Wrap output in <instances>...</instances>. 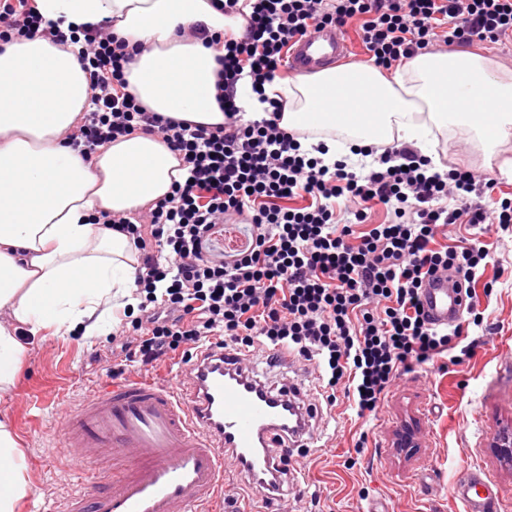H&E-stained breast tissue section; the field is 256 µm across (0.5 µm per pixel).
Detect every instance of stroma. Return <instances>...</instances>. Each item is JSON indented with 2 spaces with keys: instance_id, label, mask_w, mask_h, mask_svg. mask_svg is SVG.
<instances>
[{
  "instance_id": "1",
  "label": "stroma",
  "mask_w": 512,
  "mask_h": 512,
  "mask_svg": "<svg viewBox=\"0 0 512 512\" xmlns=\"http://www.w3.org/2000/svg\"><path fill=\"white\" fill-rule=\"evenodd\" d=\"M442 162L484 172L483 152L467 132L437 134ZM489 252L484 275L493 288L481 295L484 323L470 326L482 338L476 354L458 364L417 365L397 379L375 414L360 418L344 399L327 405L315 387L313 366L293 360L273 364L266 348L252 362L261 381L280 386L298 380L316 407L313 441L289 448L281 463V496L262 500L233 460L224 463V492L239 512H465L451 494L465 466L479 467L512 512V464L491 451L494 435L512 427V233L483 237ZM25 355L7 391L0 418L8 419L24 454L29 493L17 512H64L67 501L89 487L111 489L108 466L76 469L57 440L67 413L112 379L118 357L110 334L83 337L19 331ZM414 426L416 447L401 452L395 441Z\"/></svg>"
}]
</instances>
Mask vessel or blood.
I'll use <instances>...</instances> for the list:
<instances>
[{
    "mask_svg": "<svg viewBox=\"0 0 512 512\" xmlns=\"http://www.w3.org/2000/svg\"><path fill=\"white\" fill-rule=\"evenodd\" d=\"M350 53L345 34L333 26L312 29L288 51V70L315 73ZM422 303L440 326L464 309L447 274L429 277ZM238 355L213 345L188 363L170 385L112 379L64 419L59 442L69 458L112 467V489H94L70 499L66 512H203L224 493V461L257 482L274 499L273 451L297 441L288 428V393L268 398ZM465 512H500L502 500L476 467L469 466L451 488Z\"/></svg>",
    "mask_w": 512,
    "mask_h": 512,
    "instance_id": "obj_1",
    "label": "vessel or blood"
}]
</instances>
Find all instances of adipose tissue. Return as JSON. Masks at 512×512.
<instances>
[{"label":"adipose tissue","mask_w":512,"mask_h":512,"mask_svg":"<svg viewBox=\"0 0 512 512\" xmlns=\"http://www.w3.org/2000/svg\"><path fill=\"white\" fill-rule=\"evenodd\" d=\"M60 29L112 32L141 45L125 69L129 91L147 111L177 122L217 126L218 53L177 29L204 23L240 32L241 16L212 0H35ZM78 45L36 37L0 46V387L11 383L24 347L19 329L101 331L105 314L136 304L139 263L126 233L97 224L100 213L127 214L168 195L184 180L180 158L159 136L118 138L83 159L70 137L92 91ZM282 100L280 125L304 132L301 149L326 159L400 140L433 152L436 131L460 126L486 150L512 139V76L478 53L423 52L385 75L367 64L328 68L266 84ZM347 133L350 144L319 139ZM23 453L0 419V512H15L27 493Z\"/></svg>","instance_id":"ef3b65f1"}]
</instances>
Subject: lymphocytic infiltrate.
I'll return each mask as SVG.
<instances>
[{
	"label": "lymphocytic infiltrate",
	"mask_w": 512,
	"mask_h": 512,
	"mask_svg": "<svg viewBox=\"0 0 512 512\" xmlns=\"http://www.w3.org/2000/svg\"><path fill=\"white\" fill-rule=\"evenodd\" d=\"M225 15L244 14L240 35L191 28L223 48L217 96L224 123L192 126L147 111L126 90L135 52L108 26L86 33L80 60L92 90L72 145L83 157L137 132L160 134L187 173L137 220L102 214L99 223L127 233L139 251L136 283L143 300L131 326H117L126 361L160 364L180 349L220 339L241 356L253 347L315 363L328 404L344 398L358 416L374 413L394 381L415 365L451 355L472 357L463 325L447 330L427 318L420 289L437 270L454 271L473 324H481L476 285L488 252L481 237L462 250L435 248L451 224L512 229V199L472 202L484 177L455 166L430 172L428 156L384 148L379 168L357 172L346 161L324 164L300 150L299 134L281 127V104L248 120L235 102L242 76L273 82L288 50L311 29L358 24L370 62L391 68L433 42L494 43L512 36V0H215ZM47 36L68 41L30 0H0V45ZM355 224L336 220V201ZM454 207H444V200ZM389 219L367 224L371 205ZM252 228L247 251L225 255L210 243L224 222Z\"/></svg>",
	"instance_id": "lymphocytic-infiltrate-1"
}]
</instances>
